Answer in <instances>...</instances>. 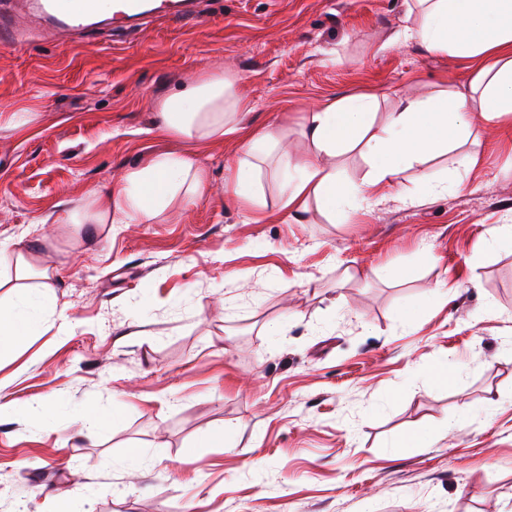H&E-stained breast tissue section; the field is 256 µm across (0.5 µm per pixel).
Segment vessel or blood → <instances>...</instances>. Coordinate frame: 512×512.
<instances>
[{
  "mask_svg": "<svg viewBox=\"0 0 512 512\" xmlns=\"http://www.w3.org/2000/svg\"><path fill=\"white\" fill-rule=\"evenodd\" d=\"M81 34L95 25V0H0V42L17 45L23 17ZM197 0H113V29L129 30L153 18L199 20Z\"/></svg>",
  "mask_w": 512,
  "mask_h": 512,
  "instance_id": "b4317fda",
  "label": "vessel or blood"
}]
</instances>
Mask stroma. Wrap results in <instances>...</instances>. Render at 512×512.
I'll list each match as a JSON object with an SVG mask.
<instances>
[{"label":"stroma","mask_w":512,"mask_h":512,"mask_svg":"<svg viewBox=\"0 0 512 512\" xmlns=\"http://www.w3.org/2000/svg\"><path fill=\"white\" fill-rule=\"evenodd\" d=\"M409 0H204L202 22L83 39L21 27L0 45V254L55 268L57 306L0 359V512H512V116L429 162L463 179L419 204L352 195L327 223L258 201L232 168L256 129L307 150V112L375 94L381 112L467 90L481 57L389 44ZM236 76L250 111L196 143L156 131L157 103L205 72ZM195 153L209 186L151 224H50L165 153ZM413 309L403 318L404 309ZM448 366L447 382L429 370ZM51 413H44L43 405ZM114 413L105 430L87 410ZM229 430L222 446L208 433ZM415 432L425 444L406 448Z\"/></svg>","instance_id":"1"}]
</instances>
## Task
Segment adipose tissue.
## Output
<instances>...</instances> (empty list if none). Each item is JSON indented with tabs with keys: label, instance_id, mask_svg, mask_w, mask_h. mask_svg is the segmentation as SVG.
I'll return each instance as SVG.
<instances>
[{
	"label": "adipose tissue",
	"instance_id": "ef3b65f1",
	"mask_svg": "<svg viewBox=\"0 0 512 512\" xmlns=\"http://www.w3.org/2000/svg\"><path fill=\"white\" fill-rule=\"evenodd\" d=\"M417 23L396 30L391 42L415 41L436 54L481 56L488 63L471 79L469 93L441 89L423 98L398 100L384 122H377L374 95L351 96L324 104L306 117V156L284 159L292 178L282 182L280 209L306 212L309 206L335 220L336 209L352 193L337 175L334 160L362 148L371 186H393L399 175L432 155L451 152L474 124H490L512 114V0H413ZM247 108L236 79L215 72L158 103L162 131L196 142L235 133ZM278 141L273 129L256 131L235 164L233 190L254 197L253 158ZM207 187V173L192 155H160L128 173L111 198L89 194L76 208L53 218L57 224H148L174 202L190 203ZM55 305L38 289L20 287L14 307L0 308V356L40 329L41 315Z\"/></svg>",
	"mask_w": 512,
	"mask_h": 512
}]
</instances>
